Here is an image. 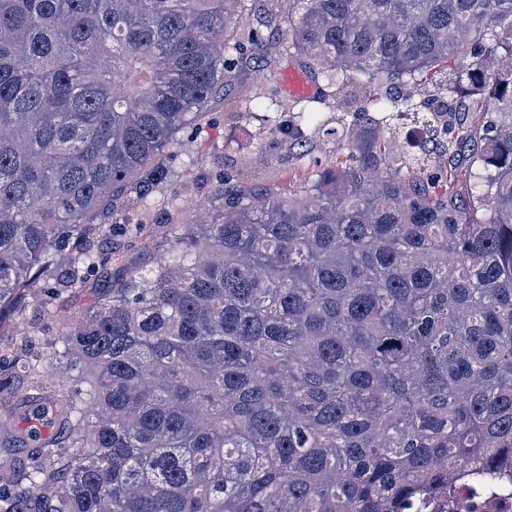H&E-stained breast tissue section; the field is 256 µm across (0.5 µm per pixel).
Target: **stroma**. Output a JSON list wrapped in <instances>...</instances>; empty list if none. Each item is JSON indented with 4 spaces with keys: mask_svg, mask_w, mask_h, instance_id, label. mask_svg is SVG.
<instances>
[{
    "mask_svg": "<svg viewBox=\"0 0 512 512\" xmlns=\"http://www.w3.org/2000/svg\"><path fill=\"white\" fill-rule=\"evenodd\" d=\"M302 70L301 64L286 56L268 69L246 64L242 83L229 93L240 102V112L225 111V96L219 94L209 102L206 114L177 131L164 152L167 181L116 217L117 223L127 227H141L142 234L134 241L113 236V276L135 267H151L164 222L192 221L196 206L209 205L224 178L285 187L310 178L317 165L345 157L346 147L330 136V129L339 126L346 109L366 106L380 88L363 78L339 90L312 92L316 120L308 128L312 137L309 152L300 159L289 151L280 134L271 132L264 117L272 103L283 119L295 116L300 98L288 90L284 77L287 72ZM61 330V322L50 318L33 300L26 303L22 322H0V354L12 357L5 370L10 387L0 393V463L19 472L27 464L24 438L39 403L36 380L21 358L40 354L58 342Z\"/></svg>",
    "mask_w": 512,
    "mask_h": 512,
    "instance_id": "stroma-1",
    "label": "stroma"
}]
</instances>
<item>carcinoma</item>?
I'll return each mask as SVG.
<instances>
[{"mask_svg":"<svg viewBox=\"0 0 512 512\" xmlns=\"http://www.w3.org/2000/svg\"><path fill=\"white\" fill-rule=\"evenodd\" d=\"M239 2L0 0V320L109 280L28 363L79 384L42 386L73 451L28 435L0 512H402L512 456V0H298L266 45ZM249 47L387 93L341 123L346 157L223 188L112 278V215ZM450 61L432 103L391 97ZM485 96L463 197L452 118Z\"/></svg>","mask_w":512,"mask_h":512,"instance_id":"1","label":"carcinoma"}]
</instances>
